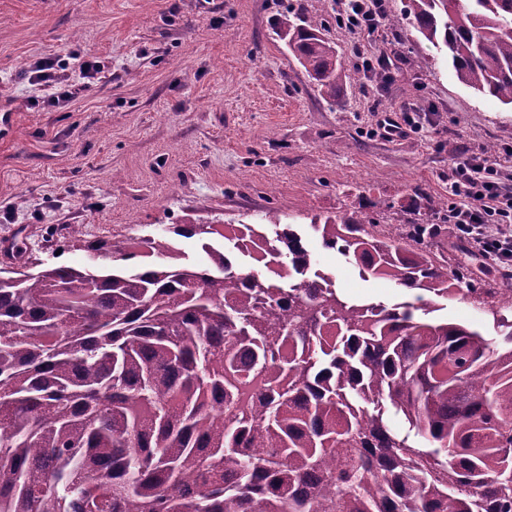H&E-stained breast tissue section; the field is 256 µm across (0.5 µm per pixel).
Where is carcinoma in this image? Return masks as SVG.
I'll return each mask as SVG.
<instances>
[{
  "label": "carcinoma",
  "instance_id": "cac0c4a2",
  "mask_svg": "<svg viewBox=\"0 0 512 512\" xmlns=\"http://www.w3.org/2000/svg\"><path fill=\"white\" fill-rule=\"evenodd\" d=\"M405 19L460 83L512 105V0H408ZM322 26L284 16L278 34L334 102ZM266 219L89 241L91 269H0V512H512V288L490 309L498 341L409 303H352ZM311 226L365 276L463 291L404 243L429 223ZM179 237L208 262L183 261Z\"/></svg>",
  "mask_w": 512,
  "mask_h": 512
}]
</instances>
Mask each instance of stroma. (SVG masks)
<instances>
[{
	"mask_svg": "<svg viewBox=\"0 0 512 512\" xmlns=\"http://www.w3.org/2000/svg\"><path fill=\"white\" fill-rule=\"evenodd\" d=\"M405 7L386 0L383 39L362 43L337 25L336 0H0V268L21 250L80 266L84 240L261 224L273 211L338 293L415 303L323 249L311 219L363 210L378 224L424 223L416 197L447 199L458 155L512 150V108L461 84L445 53L420 49ZM285 14L324 19L345 73L337 103L278 38ZM382 50L399 59L391 83L362 68L363 53ZM38 56L93 58L105 73L65 107L34 108L26 68ZM385 112L418 125L382 137ZM471 278L475 293L435 316L497 337L486 304L503 282L477 264Z\"/></svg>",
	"mask_w": 512,
	"mask_h": 512,
	"instance_id": "1",
	"label": "stroma"
}]
</instances>
